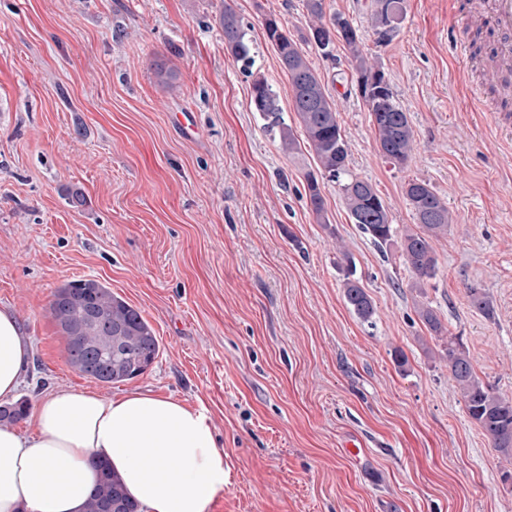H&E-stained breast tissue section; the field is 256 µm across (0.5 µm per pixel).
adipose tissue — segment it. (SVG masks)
Segmentation results:
<instances>
[{"label":"adipose tissue","instance_id":"adipose-tissue-1","mask_svg":"<svg viewBox=\"0 0 512 512\" xmlns=\"http://www.w3.org/2000/svg\"><path fill=\"white\" fill-rule=\"evenodd\" d=\"M30 356L16 315L0 310L1 403L15 399ZM33 417L31 433L0 424V512H84L101 461L141 512H208L224 491L210 418L175 397L60 387Z\"/></svg>","mask_w":512,"mask_h":512}]
</instances>
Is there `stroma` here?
<instances>
[{
  "mask_svg": "<svg viewBox=\"0 0 512 512\" xmlns=\"http://www.w3.org/2000/svg\"><path fill=\"white\" fill-rule=\"evenodd\" d=\"M473 4L405 0L380 45L375 0H325L358 26L409 116L416 148L395 166L352 90L347 47L326 60L304 42V0H0V309L32 341L20 398L140 391L204 409L226 475L209 512H512V458L469 418L441 356L444 340L460 341L480 379L512 395V96L491 77ZM227 6L252 42V73L225 48ZM269 13L337 104L351 173L389 208L386 249L328 181L318 223L305 192L313 150L302 139L283 152L250 106L260 75L295 120L261 26ZM459 39L478 44L470 61ZM416 179L455 219L420 289L397 243L417 223L404 192ZM343 251L371 321L345 301ZM84 278L154 328L160 352L143 375L106 386L68 364L48 306ZM474 290L492 315L472 306ZM424 304L442 338L421 321Z\"/></svg>",
  "mask_w": 512,
  "mask_h": 512,
  "instance_id": "stroma-1",
  "label": "stroma"
}]
</instances>
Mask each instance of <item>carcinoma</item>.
<instances>
[{"mask_svg":"<svg viewBox=\"0 0 512 512\" xmlns=\"http://www.w3.org/2000/svg\"><path fill=\"white\" fill-rule=\"evenodd\" d=\"M310 18L305 39L309 42L342 40L350 52L358 93L369 105L371 122L376 131L379 150L389 162L402 165L415 149L414 131L407 112L395 101L391 89L369 86L368 74L375 64L361 49L359 30L343 16L325 19V0H305ZM403 0H376L372 15L378 42H385L403 15ZM343 21L336 27L337 21ZM224 44L243 70L251 72L254 59L247 33L231 6L220 15ZM266 41L277 54L282 70L289 78L293 109L304 138L314 151L318 172L306 173L305 191L316 220L328 221L318 176L325 175L338 184L354 223L382 248L392 241L390 212L371 183L353 177L348 169V146L338 120L336 104L330 99L321 79L301 53L294 37L279 19L269 14L262 23ZM250 105L254 111L272 119L279 128L283 151L297 149L293 129L282 117L279 94L262 77L253 80ZM418 221L419 230L408 231L400 248L412 274V288L435 276L437 262L431 241L448 232L453 218L447 204L424 181L412 180L405 190ZM344 297L354 313L368 321L375 314L372 299L359 282L345 278ZM419 316L434 335L444 327L437 312L424 305ZM49 314L56 322L65 343L67 361L78 372L107 385L129 381L144 374L159 354V340L151 324L140 311L129 305L110 288L96 279L72 280L56 288L49 304ZM96 353L108 362L101 370L91 371L89 355ZM448 370L459 390L469 417L488 436L504 457H512V396L498 392L476 374L468 352L448 342L443 349ZM28 401L0 405V422H16L27 413ZM99 481L85 504V512H106L109 503H120L123 512H138V505L122 490L119 478L99 465Z\"/></svg>","mask_w":512,"mask_h":512,"instance_id":"obj_1","label":"carcinoma"}]
</instances>
